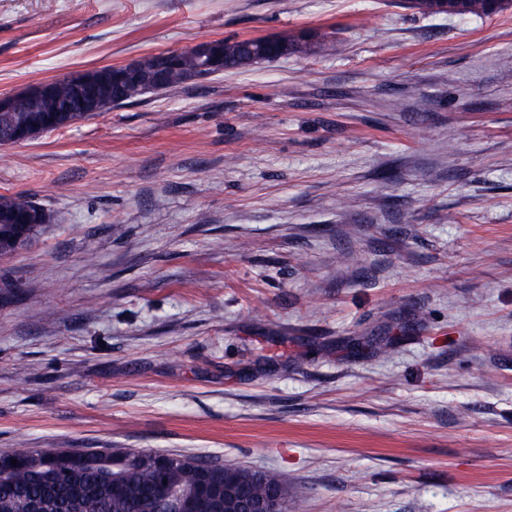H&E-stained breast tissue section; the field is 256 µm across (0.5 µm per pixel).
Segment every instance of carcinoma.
I'll return each mask as SVG.
<instances>
[{
	"instance_id": "carcinoma-1",
	"label": "carcinoma",
	"mask_w": 512,
	"mask_h": 512,
	"mask_svg": "<svg viewBox=\"0 0 512 512\" xmlns=\"http://www.w3.org/2000/svg\"><path fill=\"white\" fill-rule=\"evenodd\" d=\"M407 7L427 16L446 14L449 16H485L499 13L507 7L488 5V0H467L466 9L441 10L440 0H407ZM224 61L236 63L245 53L249 43L239 39L219 40ZM210 73L199 69L195 58L186 55L171 69L165 81H146L131 87L114 97L107 93L102 96L98 112H107L113 106L132 103L145 94L177 86L192 77H208ZM44 83L51 95L42 100V108L49 110L58 97L72 94L73 87L63 78L50 77ZM20 249L12 241L10 226L0 224V256L10 255ZM138 462L127 467H111L105 458L94 456L61 459L56 467L46 462V450L38 448H8L0 450V512H25L24 505L36 500L40 512H66L65 501L76 498L80 512H166L168 499L175 493L192 497L193 512H210L209 506L198 501L200 472L191 463V458L158 466L154 458L160 453L139 450ZM213 482L222 487L227 485L242 490L253 498L277 490L288 502L293 495L288 483L274 470H265L258 480L253 479L252 470L236 467H222L212 472Z\"/></svg>"
}]
</instances>
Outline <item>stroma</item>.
I'll list each match as a JSON object with an SVG mask.
<instances>
[{
    "label": "stroma",
    "mask_w": 512,
    "mask_h": 512,
    "mask_svg": "<svg viewBox=\"0 0 512 512\" xmlns=\"http://www.w3.org/2000/svg\"><path fill=\"white\" fill-rule=\"evenodd\" d=\"M300 35L0 146V195L51 215L0 256V448L273 469L299 512H512V7L0 0V94ZM468 3L466 5L465 11H456L452 9L441 10L440 0H409L407 1V7L411 9L417 10L419 13L427 16L432 15H441L446 14L449 16H457V17H466V16H485L489 17L503 11L507 5H509L510 1L508 0H498L504 1L505 3L501 4L498 8H491L486 2L490 0H466ZM260 39L261 45L260 48H258L259 51H262L265 47L269 45H274L278 43L279 39L277 37H259V38H246V39H232V38H225V39H219V43L221 44L220 51L224 55V62L225 65L229 61L232 64H235L238 59L245 53L247 47L249 45L253 46V48L256 49L254 44H251L249 42L244 41H254Z\"/></svg>",
    "instance_id": "obj_1"
}]
</instances>
